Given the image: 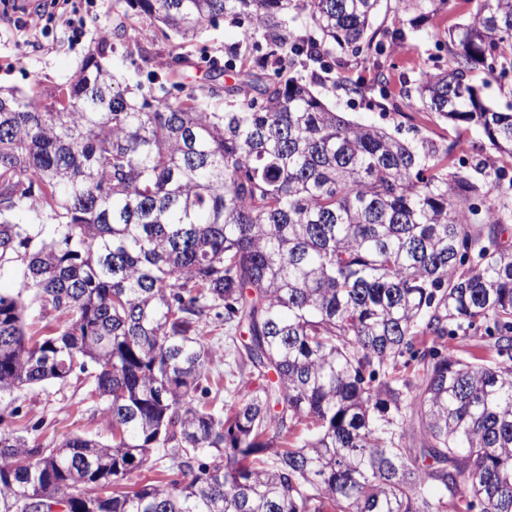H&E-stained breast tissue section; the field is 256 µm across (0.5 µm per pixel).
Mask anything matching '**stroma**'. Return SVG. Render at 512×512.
Masks as SVG:
<instances>
[{
    "label": "stroma",
    "mask_w": 512,
    "mask_h": 512,
    "mask_svg": "<svg viewBox=\"0 0 512 512\" xmlns=\"http://www.w3.org/2000/svg\"><path fill=\"white\" fill-rule=\"evenodd\" d=\"M35 0H10L0 5V87L23 91L36 87L50 95L80 66L100 37L99 27L115 21L112 0H51L38 27L29 15ZM474 0H449L447 10L429 15L404 42L387 45L386 54L399 70H417L436 54L433 34L467 22L475 12ZM127 40L115 43L103 63L118 85L142 81L146 96L160 95L148 73H164L173 42L162 32L140 33L137 20H129ZM238 27L217 22L205 25L200 38L187 49L180 81L185 90L209 85L214 68L224 65V48L237 42ZM302 79L328 106L357 122L373 123L406 139H430L442 144L477 150L484 140L471 127L448 122L434 112H395L372 105L369 99L350 95L342 86L313 81L310 72ZM88 374L75 373L65 382H46L0 400V425L23 431L29 443L52 448L74 435L111 441L112 428L91 394Z\"/></svg>",
    "instance_id": "35a3bbf8"
}]
</instances>
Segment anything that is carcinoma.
Masks as SVG:
<instances>
[{
    "instance_id": "carcinoma-1",
    "label": "carcinoma",
    "mask_w": 512,
    "mask_h": 512,
    "mask_svg": "<svg viewBox=\"0 0 512 512\" xmlns=\"http://www.w3.org/2000/svg\"><path fill=\"white\" fill-rule=\"evenodd\" d=\"M380 0H115L190 44L241 28L232 84L181 96L120 91L100 36L47 100L0 88V268L67 317L27 337L0 294V399L93 368L112 443L55 448L0 428V512H512V175L491 192L448 165L456 145L409 141L328 108L321 82L378 56L373 84L477 127L512 158V0H477L436 40L448 65L390 91ZM274 60L273 74L257 61ZM224 308L239 375L220 394L205 344ZM479 336L484 355L451 342ZM163 451L177 478L117 487ZM483 74L475 72L472 77L473 84L482 88V96L488 104L496 105L501 109H505L506 105L512 102V86L506 85L500 87L496 83L489 85L483 84Z\"/></svg>"
}]
</instances>
